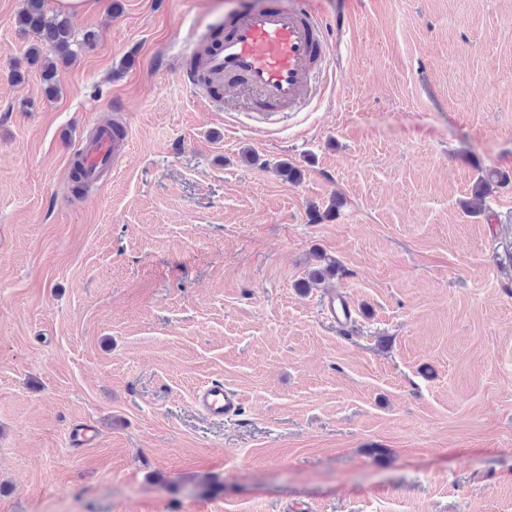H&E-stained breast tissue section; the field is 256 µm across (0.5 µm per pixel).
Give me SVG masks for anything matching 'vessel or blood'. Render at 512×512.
<instances>
[{
	"mask_svg": "<svg viewBox=\"0 0 512 512\" xmlns=\"http://www.w3.org/2000/svg\"><path fill=\"white\" fill-rule=\"evenodd\" d=\"M327 34L326 19L309 0L293 6L262 0L260 6L225 19L222 43L202 55L205 81L195 84V93L213 102L223 98L225 78H242L254 121L262 127L270 125L274 109L296 112L318 96L329 55ZM129 142L128 135L117 136L109 127L98 126L81 150L90 182L100 181L110 171ZM322 307L338 328L350 324L352 300L347 293L326 294ZM193 405L207 417L221 419L238 416L243 401L223 382L210 381L195 392Z\"/></svg>",
	"mask_w": 512,
	"mask_h": 512,
	"instance_id": "1",
	"label": "vessel or blood"
}]
</instances>
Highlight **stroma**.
Returning a JSON list of instances; mask_svg holds the SVG:
<instances>
[{
  "mask_svg": "<svg viewBox=\"0 0 512 512\" xmlns=\"http://www.w3.org/2000/svg\"><path fill=\"white\" fill-rule=\"evenodd\" d=\"M257 2L97 0L50 95L0 0V512H512V0H314L322 93L265 130L181 76ZM113 125L121 128V137H116L108 126L101 124L82 147L81 165L87 171L90 183L100 181L110 171L116 157L125 153L129 146V129L116 121H112ZM323 313L340 330H344L352 321V300L345 292H332L322 299ZM193 405L209 418L224 419L238 416L243 401L240 394L224 386L223 382L210 381L195 392Z\"/></svg>",
  "mask_w": 512,
  "mask_h": 512,
  "instance_id": "obj_1",
  "label": "stroma"
}]
</instances>
